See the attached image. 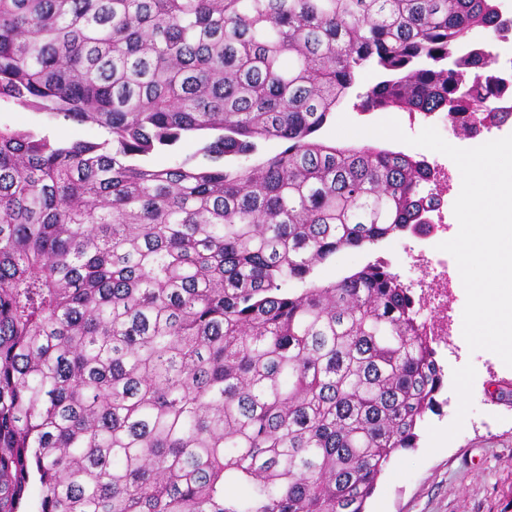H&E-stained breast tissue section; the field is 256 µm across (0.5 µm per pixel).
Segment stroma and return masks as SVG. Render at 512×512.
Masks as SVG:
<instances>
[{
	"mask_svg": "<svg viewBox=\"0 0 512 512\" xmlns=\"http://www.w3.org/2000/svg\"><path fill=\"white\" fill-rule=\"evenodd\" d=\"M376 80L364 73L337 107L336 117L358 126L397 120L406 135L421 131L407 113L361 107ZM0 125L46 128L71 139L90 138L94 129L46 118L12 105L0 107ZM385 253L384 246L346 249L317 267L318 282L335 281ZM445 374L437 412L422 423L415 447L396 453L382 472L367 512H512V404L493 401L494 385H512V368L494 353L471 351L463 335L436 343Z\"/></svg>",
	"mask_w": 512,
	"mask_h": 512,
	"instance_id": "1",
	"label": "stroma"
}]
</instances>
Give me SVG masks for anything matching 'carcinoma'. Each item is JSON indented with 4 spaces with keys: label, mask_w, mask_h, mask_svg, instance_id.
I'll return each instance as SVG.
<instances>
[{
    "label": "carcinoma",
    "mask_w": 512,
    "mask_h": 512,
    "mask_svg": "<svg viewBox=\"0 0 512 512\" xmlns=\"http://www.w3.org/2000/svg\"><path fill=\"white\" fill-rule=\"evenodd\" d=\"M495 0H0V512H364L444 385L421 307L376 260L440 170L317 133L365 110L501 123ZM203 135L212 160L147 159ZM39 489L37 501L29 490ZM0 125H8L18 128L40 127L41 129H48L70 139L90 138L97 135V131L95 129L78 126L62 119L53 121L52 123H47L46 118L12 105H2L0 108ZM385 242L370 250L346 249L336 253L329 261L316 268L315 276L319 283L334 282L345 272H352L370 261L382 260L383 256L391 260V254L386 253Z\"/></svg>",
    "instance_id": "carcinoma-1"
}]
</instances>
